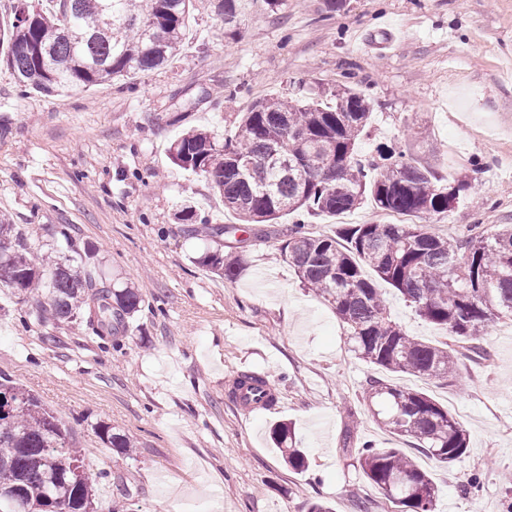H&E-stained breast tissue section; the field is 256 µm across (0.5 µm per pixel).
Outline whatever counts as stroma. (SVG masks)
Instances as JSON below:
<instances>
[{
	"label": "stroma",
	"mask_w": 512,
	"mask_h": 512,
	"mask_svg": "<svg viewBox=\"0 0 512 512\" xmlns=\"http://www.w3.org/2000/svg\"><path fill=\"white\" fill-rule=\"evenodd\" d=\"M226 39L200 0L182 55L128 82L76 87L62 97L21 91L0 63V222L47 254L68 240L140 310L111 338L83 323L23 328L31 302L0 290V373L30 391L68 429L91 472L107 471L100 512H397L358 465V450L400 448L438 488L435 512H512V328L498 321L457 381L392 373L351 351L333 306L286 259V227L243 243L186 236L175 214L190 202L232 224L203 175L174 167L168 150L190 128L233 135L242 112L269 95L353 85L372 114L362 155L403 150L444 181L472 188L430 232L464 236L473 224H512V0H242ZM372 204L307 220L312 234L343 224H403ZM241 259L235 281L195 263L205 248ZM382 292L407 334H444L394 289ZM266 373L278 405L245 417L230 400L237 373ZM427 393L468 434L463 460L445 467L381 427L363 397L369 377ZM290 424L307 457L291 469L271 438ZM101 424L127 437L106 448ZM480 489L470 492L472 477ZM126 495H119V488Z\"/></svg>",
	"instance_id": "35a3bbf8"
}]
</instances>
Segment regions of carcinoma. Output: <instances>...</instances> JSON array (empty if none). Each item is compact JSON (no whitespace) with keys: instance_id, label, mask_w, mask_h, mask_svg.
<instances>
[{"instance_id":"obj_1","label":"carcinoma","mask_w":512,"mask_h":512,"mask_svg":"<svg viewBox=\"0 0 512 512\" xmlns=\"http://www.w3.org/2000/svg\"><path fill=\"white\" fill-rule=\"evenodd\" d=\"M240 0H217L215 12L224 35L235 37ZM19 0L12 22L0 29L8 44L7 66L18 82L46 96L119 77L145 75L176 57L195 0ZM112 21H106L104 7ZM89 33L81 49L63 34L68 19ZM321 95L266 96L243 113L233 136L189 129L169 149L171 163L201 173L237 215V224H209L196 206L176 214L191 235H260V224L284 215L337 216L369 199L387 212L429 222L450 210L470 189L469 176L443 184L434 172L406 153L384 147L378 157L357 151L366 133L370 102L360 91ZM288 262L303 285L315 290L346 327L353 351L391 372L453 382L458 362L482 354L480 336L499 320L512 319V224L443 237L421 224H349L336 235H313L296 223L284 242ZM197 262L233 281L239 257L207 249ZM400 292L418 315L439 327L448 341L432 344L408 335L387 313L373 279ZM0 288H11L34 305V319L46 326L57 320L86 322L102 337L112 336L141 304L133 288L79 270L74 259L41 257L18 236L14 225L0 224ZM365 401L381 426L414 441L450 466L467 450L465 430L426 393L366 381ZM100 439L117 451L129 441L97 426ZM294 470L305 467L303 451L284 424L273 430ZM358 462L365 477L392 503L410 512H433L438 495L430 476L400 448L364 446ZM82 470L77 481L71 470ZM106 472L84 469L80 452L69 447L67 429L34 394L0 375V512H98L94 485Z\"/></svg>"}]
</instances>
